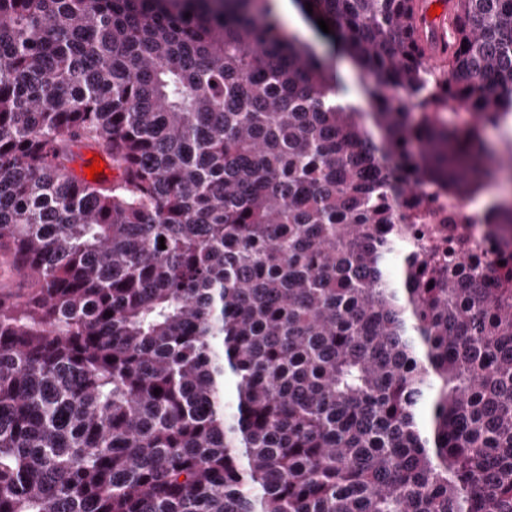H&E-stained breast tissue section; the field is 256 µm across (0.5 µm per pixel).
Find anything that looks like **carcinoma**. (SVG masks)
I'll list each match as a JSON object with an SVG mask.
<instances>
[{
	"instance_id": "obj_1",
	"label": "carcinoma",
	"mask_w": 512,
	"mask_h": 512,
	"mask_svg": "<svg viewBox=\"0 0 512 512\" xmlns=\"http://www.w3.org/2000/svg\"><path fill=\"white\" fill-rule=\"evenodd\" d=\"M295 2L369 111L271 0H0V512H512V0ZM414 7L417 16L423 22L416 28V38L424 48L425 56L430 64L438 65L443 61L446 50L450 48V40L453 38V31L450 27L451 20L456 8L455 0L444 2L440 14H436L428 20L424 11L423 2L414 0Z\"/></svg>"
}]
</instances>
